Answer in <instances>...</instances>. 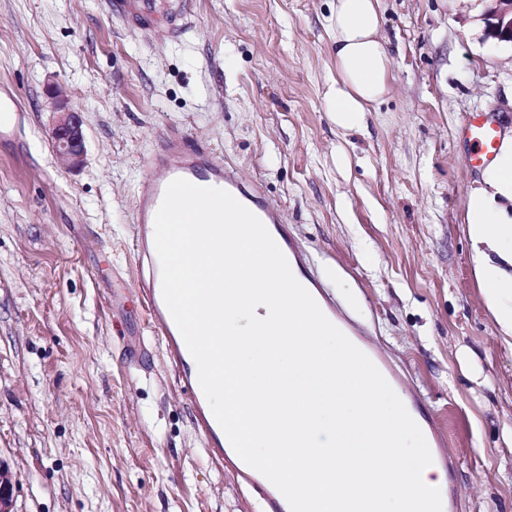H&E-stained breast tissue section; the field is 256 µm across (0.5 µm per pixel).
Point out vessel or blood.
Listing matches in <instances>:
<instances>
[{
	"instance_id": "1",
	"label": "vessel or blood",
	"mask_w": 512,
	"mask_h": 512,
	"mask_svg": "<svg viewBox=\"0 0 512 512\" xmlns=\"http://www.w3.org/2000/svg\"><path fill=\"white\" fill-rule=\"evenodd\" d=\"M18 99L14 91L0 87V136L12 134L16 128ZM466 132L472 145L470 161L490 160L497 142V131L480 115H472ZM183 178L202 187H216L229 192L254 213L275 238L288 262L299 259L298 244L289 238L281 223V211L269 203L258 186L245 182L223 159L215 157L197 138L171 134L160 150L150 158L142 190L136 202L135 238L139 261L146 265V276L138 278V294L146 307L147 320L152 328L164 336L165 350L173 366H183L189 351L175 325L162 296L161 268L154 246L155 215L163 200L167 185ZM184 389L194 409L195 425L210 441V453L215 460H223L230 443L213 416L198 378L183 375ZM237 476L260 491L270 512H285L275 494L255 469L243 463L233 466Z\"/></svg>"
}]
</instances>
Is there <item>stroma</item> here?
I'll use <instances>...</instances> for the list:
<instances>
[{
  "label": "stroma",
  "mask_w": 512,
  "mask_h": 512,
  "mask_svg": "<svg viewBox=\"0 0 512 512\" xmlns=\"http://www.w3.org/2000/svg\"><path fill=\"white\" fill-rule=\"evenodd\" d=\"M0 0V460L16 512H267L210 457L135 297L136 196L170 132L259 181L302 268L443 432L449 512H512V336L466 221L483 169L463 126L512 129V43L484 0H380L392 59L366 133L328 112L329 0ZM82 112L86 163L48 136L45 89ZM506 274L512 265L502 263ZM18 99L14 91L0 87V136L12 134L16 128Z\"/></svg>",
  "instance_id": "obj_1"
}]
</instances>
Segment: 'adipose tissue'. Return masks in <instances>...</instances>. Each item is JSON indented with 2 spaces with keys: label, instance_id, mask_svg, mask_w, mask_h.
<instances>
[{
  "label": "adipose tissue",
  "instance_id": "1",
  "mask_svg": "<svg viewBox=\"0 0 512 512\" xmlns=\"http://www.w3.org/2000/svg\"><path fill=\"white\" fill-rule=\"evenodd\" d=\"M380 0H331L328 29L336 76L327 92L329 111L338 128L364 132L366 115L386 99L392 80L391 58L380 40ZM512 203V135L501 140L480 186L468 198L467 221L477 241H512V215L500 200ZM493 314L512 334V276L488 266L482 269Z\"/></svg>",
  "mask_w": 512,
  "mask_h": 512
}]
</instances>
